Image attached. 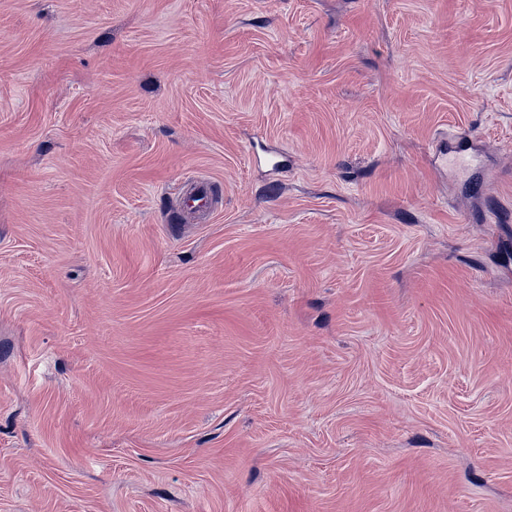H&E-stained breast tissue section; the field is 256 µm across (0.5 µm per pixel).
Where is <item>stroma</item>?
Returning <instances> with one entry per match:
<instances>
[{
	"mask_svg": "<svg viewBox=\"0 0 512 512\" xmlns=\"http://www.w3.org/2000/svg\"><path fill=\"white\" fill-rule=\"evenodd\" d=\"M0 512H512V0H0ZM215 197L209 182L193 181L182 199V207L194 212H210L214 209Z\"/></svg>",
	"mask_w": 512,
	"mask_h": 512,
	"instance_id": "1",
	"label": "stroma"
}]
</instances>
